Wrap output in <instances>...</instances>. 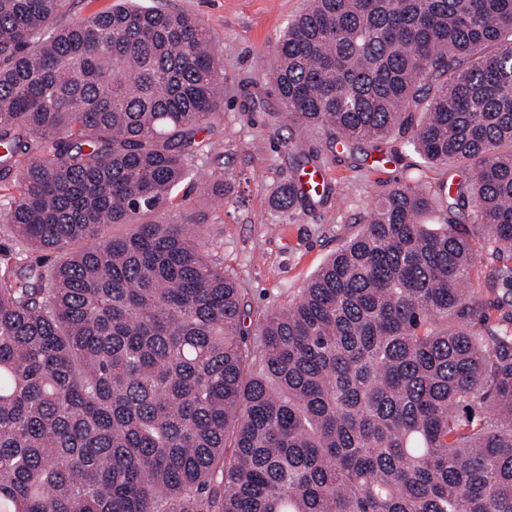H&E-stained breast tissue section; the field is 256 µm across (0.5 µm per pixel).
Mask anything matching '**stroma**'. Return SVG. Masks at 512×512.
Here are the masks:
<instances>
[{
    "mask_svg": "<svg viewBox=\"0 0 512 512\" xmlns=\"http://www.w3.org/2000/svg\"><path fill=\"white\" fill-rule=\"evenodd\" d=\"M197 17L214 37L224 73V137L219 151L196 158L202 175L224 180L223 197L185 186L187 213L197 224L210 255L232 272L250 304L251 321L296 297L336 247L359 229V219L381 194L399 183L419 180L438 193L448 171L415 169V157L380 166L336 153L323 132L288 130L269 124L264 113L243 108L252 85L269 86L279 35L306 0H168ZM293 136L317 146L337 196L326 206L281 213L277 196L292 166L280 148Z\"/></svg>",
    "mask_w": 512,
    "mask_h": 512,
    "instance_id": "stroma-1",
    "label": "stroma"
}]
</instances>
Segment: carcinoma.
<instances>
[{"label":"carcinoma","mask_w":512,"mask_h":512,"mask_svg":"<svg viewBox=\"0 0 512 512\" xmlns=\"http://www.w3.org/2000/svg\"><path fill=\"white\" fill-rule=\"evenodd\" d=\"M67 2L0 0L5 221L64 253L0 247V512H512V0H307L288 24L277 106L257 89L245 110L365 162L397 136L469 168L438 198L379 197L255 335L235 276L168 214L220 145L209 29L163 5L60 27ZM281 144L291 174L322 167Z\"/></svg>","instance_id":"carcinoma-1"}]
</instances>
